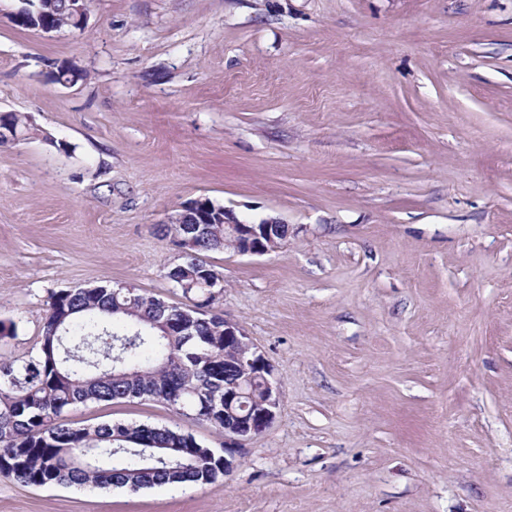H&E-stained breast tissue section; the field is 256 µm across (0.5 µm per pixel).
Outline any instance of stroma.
<instances>
[{
	"label": "stroma",
	"mask_w": 512,
	"mask_h": 512,
	"mask_svg": "<svg viewBox=\"0 0 512 512\" xmlns=\"http://www.w3.org/2000/svg\"><path fill=\"white\" fill-rule=\"evenodd\" d=\"M0 0V363L52 293L132 284L183 304L162 230L207 198L288 226L207 253L213 304L281 404L197 487H30L0 512H512V0H91L82 31ZM72 63L74 86L50 71ZM224 436L147 399L67 410Z\"/></svg>",
	"instance_id": "35a3bbf8"
}]
</instances>
